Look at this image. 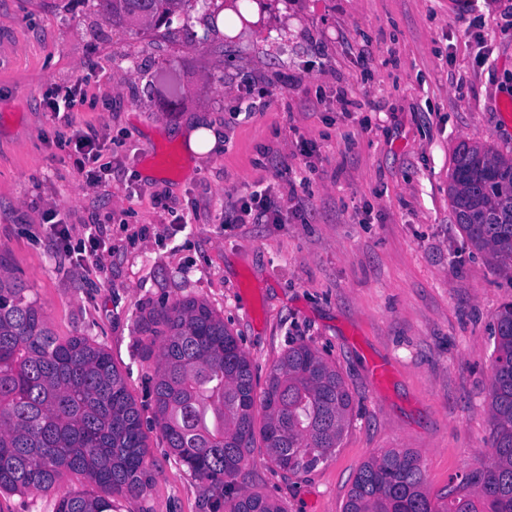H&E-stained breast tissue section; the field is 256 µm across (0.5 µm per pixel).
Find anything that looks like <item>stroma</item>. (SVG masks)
<instances>
[{
	"label": "stroma",
	"mask_w": 512,
	"mask_h": 512,
	"mask_svg": "<svg viewBox=\"0 0 512 512\" xmlns=\"http://www.w3.org/2000/svg\"><path fill=\"white\" fill-rule=\"evenodd\" d=\"M242 11L199 47L112 26L94 0H0V262L56 336L111 353L142 409L155 479L114 512H209L208 483L151 428L142 319L178 298L223 318L257 385L304 343L354 398L340 447L315 470L284 475L258 447L237 490L285 512H341L372 453L410 448L442 496L485 456L491 331L512 302V270L468 243L448 197L460 142L512 157L499 115L512 0H243ZM77 82L75 125L102 145L92 184L50 111ZM198 114L222 135L196 157L177 131ZM255 190L279 223H237ZM90 228L104 252L85 264ZM375 360L391 367L379 385Z\"/></svg>",
	"instance_id": "1"
}]
</instances>
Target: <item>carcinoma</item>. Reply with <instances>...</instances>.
<instances>
[{
  "mask_svg": "<svg viewBox=\"0 0 512 512\" xmlns=\"http://www.w3.org/2000/svg\"><path fill=\"white\" fill-rule=\"evenodd\" d=\"M97 7L131 30L168 31L170 16L182 13V29L198 45L221 12L201 0L207 32L200 36L192 0H97ZM448 197L471 246L512 263V158L461 145ZM28 291L0 263V493H48L71 473L96 490L57 495L55 512H112V498L139 499L154 480L141 410L111 354L86 336H56ZM143 333L144 354H156L153 426L171 453L209 483L225 512H284L260 494L235 493L228 478L258 440L268 461L292 475L313 470L340 447L353 397L336 366L306 344L292 346L257 394L238 339L195 298L150 313ZM493 338L487 458L435 502L417 451L380 450L357 472L342 512H512V303L499 310Z\"/></svg>",
  "mask_w": 512,
  "mask_h": 512,
  "instance_id": "obj_1",
  "label": "carcinoma"
}]
</instances>
